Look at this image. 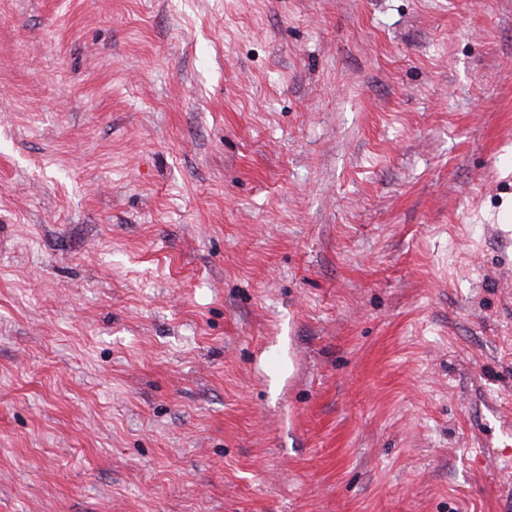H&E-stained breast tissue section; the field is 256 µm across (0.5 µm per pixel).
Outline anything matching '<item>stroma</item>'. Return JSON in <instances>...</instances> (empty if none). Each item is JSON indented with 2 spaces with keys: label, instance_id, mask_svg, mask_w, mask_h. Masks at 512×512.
Wrapping results in <instances>:
<instances>
[{
  "label": "stroma",
  "instance_id": "1",
  "mask_svg": "<svg viewBox=\"0 0 512 512\" xmlns=\"http://www.w3.org/2000/svg\"><path fill=\"white\" fill-rule=\"evenodd\" d=\"M512 0H0V512H512Z\"/></svg>",
  "mask_w": 512,
  "mask_h": 512
}]
</instances>
